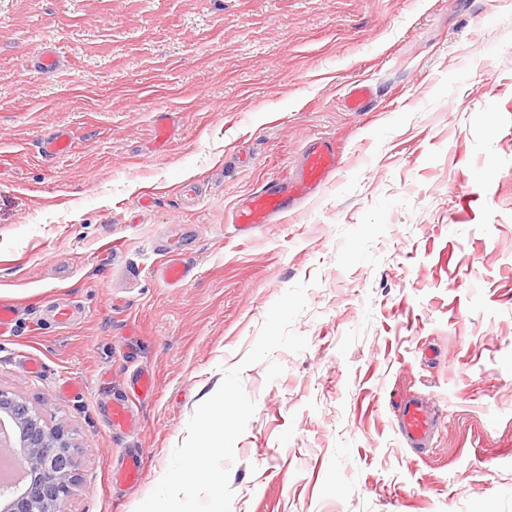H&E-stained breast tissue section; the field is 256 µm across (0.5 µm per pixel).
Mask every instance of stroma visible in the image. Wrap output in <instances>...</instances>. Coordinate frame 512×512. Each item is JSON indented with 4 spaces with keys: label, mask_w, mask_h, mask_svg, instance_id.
Masks as SVG:
<instances>
[{
    "label": "stroma",
    "mask_w": 512,
    "mask_h": 512,
    "mask_svg": "<svg viewBox=\"0 0 512 512\" xmlns=\"http://www.w3.org/2000/svg\"><path fill=\"white\" fill-rule=\"evenodd\" d=\"M44 46L55 72L30 65ZM321 137L326 187L238 233ZM301 281L308 346L270 381L241 361ZM0 302V388L69 424L64 512H135L237 366L256 409L231 512H512V0H0ZM142 370L139 429L114 434ZM405 392L444 416L427 452L397 434ZM132 456L140 483H112ZM373 97V89L362 83L353 84L344 100L345 108L350 112H362ZM71 147L69 132L58 130L41 141V151L44 155L57 158L68 153ZM179 247L175 246V249L171 259L165 264L163 268L164 279L171 285H179L183 283L191 273V268L187 262L179 258V254L176 251ZM107 424L112 431H129L136 425L126 401L117 399L112 402Z\"/></svg>",
    "instance_id": "35a3bbf8"
}]
</instances>
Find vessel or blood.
<instances>
[{
  "mask_svg": "<svg viewBox=\"0 0 512 512\" xmlns=\"http://www.w3.org/2000/svg\"><path fill=\"white\" fill-rule=\"evenodd\" d=\"M373 96L369 85L353 84L344 100L348 111H363ZM71 139L68 131L59 130L42 140L44 155L57 158L68 153ZM338 165L336 145L328 139L309 144L302 152L294 176L285 183H276L253 193L232 214V222L241 233H249L261 224L278 222L317 194ZM397 433L402 443L415 451L431 448L440 428V414L433 402L409 395L395 401ZM113 431L131 430L135 422L126 401L114 400L107 416Z\"/></svg>",
  "mask_w": 512,
  "mask_h": 512,
  "instance_id": "1",
  "label": "vessel or blood"
}]
</instances>
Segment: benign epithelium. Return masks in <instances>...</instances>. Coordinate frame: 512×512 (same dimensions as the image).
<instances>
[{
  "instance_id": "1",
  "label": "benign epithelium",
  "mask_w": 512,
  "mask_h": 512,
  "mask_svg": "<svg viewBox=\"0 0 512 512\" xmlns=\"http://www.w3.org/2000/svg\"><path fill=\"white\" fill-rule=\"evenodd\" d=\"M6 423L18 430L16 452L27 480L14 492L0 491V512H58L76 482L66 425L41 424L24 401L0 389V427Z\"/></svg>"
}]
</instances>
